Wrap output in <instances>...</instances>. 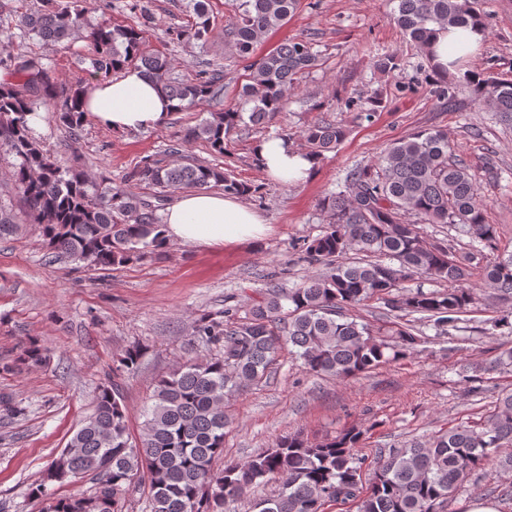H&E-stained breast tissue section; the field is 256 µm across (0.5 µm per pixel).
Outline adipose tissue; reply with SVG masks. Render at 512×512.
Masks as SVG:
<instances>
[{
    "label": "adipose tissue",
    "instance_id": "ef3b65f1",
    "mask_svg": "<svg viewBox=\"0 0 512 512\" xmlns=\"http://www.w3.org/2000/svg\"><path fill=\"white\" fill-rule=\"evenodd\" d=\"M482 40L477 26L439 29L435 61L447 66L449 61L472 53ZM82 106L100 124L123 133L165 126L174 103L140 67L128 65L119 77L93 82L83 95ZM256 152L265 173L282 183L303 182L314 167L307 151L282 137L258 142ZM266 230L258 212L235 197L211 191L183 194L165 215L168 239L200 246L257 239Z\"/></svg>",
    "mask_w": 512,
    "mask_h": 512
}]
</instances>
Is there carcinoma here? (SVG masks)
I'll return each mask as SVG.
<instances>
[{"mask_svg":"<svg viewBox=\"0 0 512 512\" xmlns=\"http://www.w3.org/2000/svg\"><path fill=\"white\" fill-rule=\"evenodd\" d=\"M234 21L224 26V43L247 59L271 31L281 28L301 0H230ZM390 20L425 57L435 29L484 22L474 0H395ZM193 20L176 28L171 40L206 45L213 21L194 0ZM23 37L64 43L81 34L90 46V81L106 79L133 63L176 101L175 110L202 102H224V65L207 61L196 78L183 80L170 58L148 49L144 29L85 22L80 0H37L21 16ZM322 57L304 38L288 39L249 65L239 99L244 113L228 107L186 129L158 155L142 158L121 185L101 174L91 177L73 165L58 166L29 124L37 104L55 105L54 120L75 136L83 126L81 94L88 84L62 87L36 54L13 65L0 81V150L15 155V189L38 224L48 249L88 267L111 270L165 252L159 211L179 189L220 187L226 194L252 197L264 185L237 178L234 170L184 154L197 140L216 154L228 153L237 129L268 127L281 114L295 82L319 66ZM382 72L400 68L385 53L373 62ZM476 99L498 120L512 124V78L465 73ZM346 130L320 120L301 130L309 153L321 158L345 139ZM326 194L321 208L328 226L299 246L302 259L326 272L292 288L277 273L246 310H224L195 321L192 343L211 356L189 359L158 380L139 441L131 442L122 374L135 371L142 352L126 350L121 368L106 375L93 412L52 460L31 489L37 499L47 484L93 480L88 493L53 499L47 512H123L130 488L146 482L143 512H238L252 489L278 478L258 512H323L327 502H353L357 512H445L462 481L474 470L497 465L512 470V389L496 398L492 414L479 425L460 424L425 439L376 450L369 482L364 431L352 427L321 444L299 434L284 436L244 462L213 463L224 452L230 418L225 402L271 374L282 349L300 359L307 372L336 379L356 378L415 352L420 342L411 317L439 333L457 328L478 297L465 287L479 255L482 278L498 299L512 301V253L497 254L496 227L487 220L488 200L470 168L457 158L441 129H424L391 143L371 164L352 166ZM420 224H446L470 239L461 257L440 240L425 239ZM11 211L0 204V238L17 233ZM490 253H484L485 249ZM390 263H385V260ZM425 276L448 284L443 290L407 292L403 282ZM370 301L384 304L397 321L388 328L357 320L352 310ZM45 349L36 340L23 346L16 365H41Z\"/></svg>","mask_w":512,"mask_h":512,"instance_id":"carcinoma-1","label":"carcinoma"}]
</instances>
